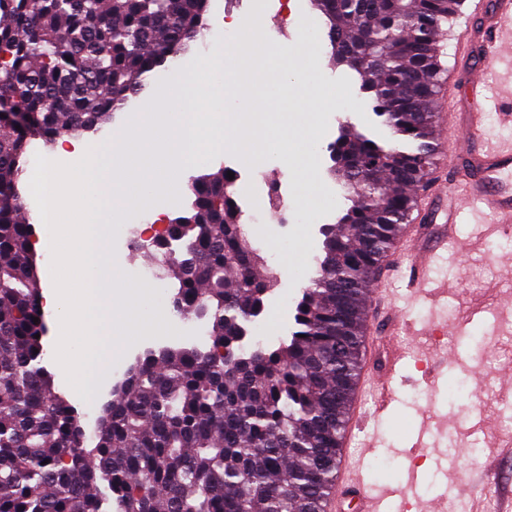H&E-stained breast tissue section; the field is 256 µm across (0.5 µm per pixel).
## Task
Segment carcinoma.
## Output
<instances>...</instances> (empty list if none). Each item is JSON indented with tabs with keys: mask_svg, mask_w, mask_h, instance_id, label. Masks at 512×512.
Here are the masks:
<instances>
[{
	"mask_svg": "<svg viewBox=\"0 0 512 512\" xmlns=\"http://www.w3.org/2000/svg\"><path fill=\"white\" fill-rule=\"evenodd\" d=\"M336 67L358 74L392 135L347 125L328 145L351 205L322 232L288 340L242 346L276 280L241 229L224 173L198 177L170 220L173 308L209 345L145 353L92 437L43 365L32 224L19 200L31 139L108 122L204 29L209 0H0V512H325L359 387L371 284L435 161L442 25L461 0H311ZM345 288L336 291V282ZM106 483L102 493L99 483Z\"/></svg>",
	"mask_w": 512,
	"mask_h": 512,
	"instance_id": "1",
	"label": "carcinoma"
}]
</instances>
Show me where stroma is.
Instances as JSON below:
<instances>
[{
    "label": "stroma",
    "instance_id": "35a3bbf8",
    "mask_svg": "<svg viewBox=\"0 0 512 512\" xmlns=\"http://www.w3.org/2000/svg\"><path fill=\"white\" fill-rule=\"evenodd\" d=\"M224 2L210 0L208 31L174 64L150 75V90L181 84L183 74L193 68L200 56L223 45L219 31L224 25ZM278 4L279 0H249L248 3L249 12L259 13L263 21L261 38L271 39L274 47L295 45L300 27L320 31L321 18L309 0H302L299 12L287 22L283 35L271 36L267 23ZM470 12V0H462L457 14L442 27L438 37V61L444 71L463 69L455 55V37L461 24L468 21L474 29L483 27L482 18L471 17ZM316 48L323 59L322 75L357 97L360 103L356 112L323 114L322 124L328 129L325 142L334 141L340 125L347 123L369 138L392 143L391 132L375 115L372 100L361 95L356 74L330 66L331 48L327 40H320ZM485 81L492 92V100L486 105L488 132L492 138L512 140V123H501L498 116L499 110L512 108V54H504L497 70L487 75ZM146 100L143 94L131 98L110 121L77 137V150L60 155V162L75 163L81 158V147L107 143L118 132L128 130ZM235 160L234 154L217 153L209 160L184 168L179 175V192L160 202L167 218L190 211L193 203L190 186L196 177L218 172ZM325 184L335 203L322 209L317 218L301 213L288 224L282 223L275 214L267 218L266 242L277 254H284L304 232L310 237V249L308 255L298 257L293 270L265 301L264 314L269 328L266 347H277L281 340L288 338L293 327L292 301L316 274L315 258L322 244L320 228L335 223L345 206L341 184L330 178ZM486 219V214L473 207L461 214L457 219L455 242L432 263L434 287L448 291L447 299L439 307L411 298L403 275L410 261L409 254L396 253L390 258V269L385 277L391 293L388 300L381 302L377 316L369 325L381 329L389 322H396L394 342L405 349L406 356L393 378L394 398L384 419L363 422L354 432L350 452L360 460L369 487L379 493L387 480L377 469V462H385L392 473L402 471L406 462L403 450L420 413L429 405L434 408L431 418L434 445L423 449L414 460L426 474L425 486L417 497L386 501V512H430L434 505L439 512H448L452 502L460 505L462 512H471L475 504L479 505L480 512H500L502 493L512 486V455L502 454L498 442L499 437L508 432L499 414L505 407H512V280L504 279L500 269L501 260L512 259V248L489 251V240L483 235ZM111 259L113 267L122 270L135 285L143 282L137 274L138 268L154 261L151 253L128 247L125 227L121 224L116 225L112 235ZM475 304L491 309L492 315L485 323L472 326L468 335L458 336L452 332L445 336L420 335L422 323L434 319L443 324H455ZM428 370L437 374L439 381L432 397L424 390L423 378ZM456 378L463 380L467 397L453 404L448 400V384ZM481 412L488 415L491 424L486 431L472 433L475 418Z\"/></svg>",
    "mask_w": 512,
    "mask_h": 512
}]
</instances>
